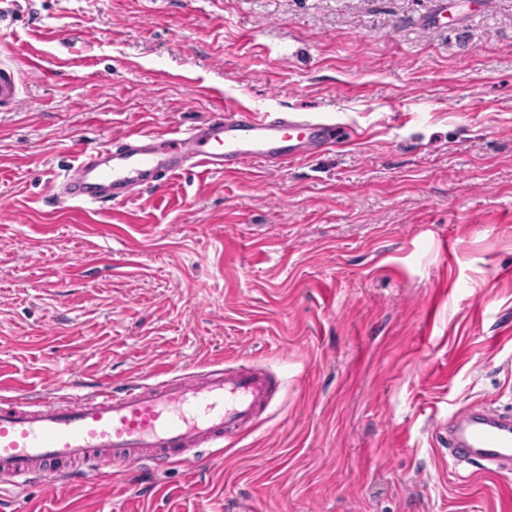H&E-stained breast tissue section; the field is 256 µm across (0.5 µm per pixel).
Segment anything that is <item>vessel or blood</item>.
I'll return each mask as SVG.
<instances>
[{
	"label": "vessel or blood",
	"instance_id": "obj_1",
	"mask_svg": "<svg viewBox=\"0 0 512 512\" xmlns=\"http://www.w3.org/2000/svg\"><path fill=\"white\" fill-rule=\"evenodd\" d=\"M21 93L16 64L0 61V112ZM356 130L299 112H262L215 103L193 125L135 130L103 147L80 152L62 179L53 181L54 205L97 211L133 200L193 170L235 174L248 166H283L350 143ZM273 399L269 380L246 366L211 364L193 373L166 369L150 381L63 397L56 384L36 397L0 395V488L34 481L47 488L95 476L107 481L149 462L195 471L202 448L223 450ZM440 431L458 463L495 472L512 465V411L483 405L457 410Z\"/></svg>",
	"mask_w": 512,
	"mask_h": 512
}]
</instances>
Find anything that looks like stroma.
I'll list each match as a JSON object with an SVG mask.
<instances>
[{
    "label": "stroma",
    "instance_id": "35a3bbf8",
    "mask_svg": "<svg viewBox=\"0 0 512 512\" xmlns=\"http://www.w3.org/2000/svg\"><path fill=\"white\" fill-rule=\"evenodd\" d=\"M10 56L0 382L235 361L278 390L195 473L33 483L0 512H512V472L435 435L512 404V0H16ZM217 97L362 137L99 211L48 199L80 150Z\"/></svg>",
    "mask_w": 512,
    "mask_h": 512
}]
</instances>
